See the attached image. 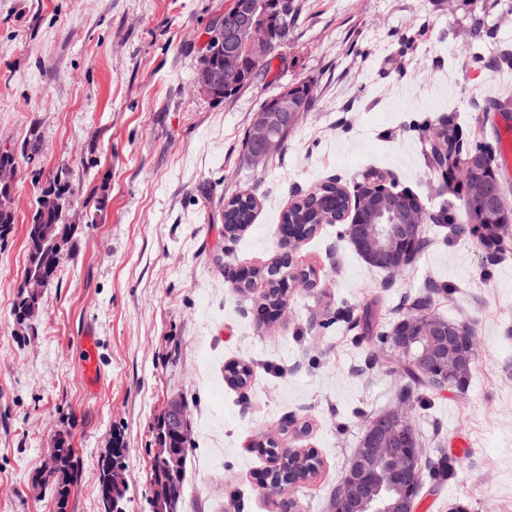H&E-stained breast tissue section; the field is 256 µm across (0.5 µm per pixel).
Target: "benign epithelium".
Returning a JSON list of instances; mask_svg holds the SVG:
<instances>
[{
  "mask_svg": "<svg viewBox=\"0 0 512 512\" xmlns=\"http://www.w3.org/2000/svg\"><path fill=\"white\" fill-rule=\"evenodd\" d=\"M287 0H231L224 15L218 16L207 29L200 51L207 58L220 49L224 60L241 65L244 78L253 77L268 56L283 42L287 26L279 17L288 14ZM220 66L208 63L198 71L195 87L209 94L222 84ZM300 87L291 86L275 100V111L262 112L251 128L254 145L252 157L263 165L276 154L281 143L271 135L275 124H287L302 111ZM436 167L443 175L468 185L466 214L476 224H484L488 235L501 239L512 227V211L503 203L499 176L477 153L469 162L448 168V153L438 156ZM354 207L338 215L340 221L356 225V242L365 260L392 273L403 271L415 258L419 243V225L436 223L441 218L429 213L413 194L387 193L383 183L367 181L353 194ZM419 342L413 363L416 369L436 387H444L467 372L476 357V338L464 325H453L431 313L402 319L390 347L406 350ZM154 455L178 467V441L188 429L185 405L172 400L159 416ZM125 448L112 449L110 480L112 486L124 488V469L119 458ZM423 450L405 409L398 407L379 414L368 424L359 448L349 460L330 503V512H415V501L421 491ZM110 486V487H112ZM110 487L101 488V496H110Z\"/></svg>",
  "mask_w": 512,
  "mask_h": 512,
  "instance_id": "benign-epithelium-1",
  "label": "benign epithelium"
}]
</instances>
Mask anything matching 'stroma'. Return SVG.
Returning a JSON list of instances; mask_svg holds the SVG:
<instances>
[{"label":"stroma","mask_w":512,"mask_h":512,"mask_svg":"<svg viewBox=\"0 0 512 512\" xmlns=\"http://www.w3.org/2000/svg\"><path fill=\"white\" fill-rule=\"evenodd\" d=\"M512 0H293L296 28L253 82L215 101L194 87L211 20L228 0H0V147L38 134L39 159L17 161L15 222L0 239V512H57L51 487L31 488L60 438L80 470L67 512H106L101 461L120 441L126 512H152L151 462L168 402L187 407L191 451L176 512H279L259 488L268 461L257 441L287 420L283 448L315 449L319 473L294 493L297 512H328L367 417L396 407L402 372L381 331L408 294L430 292L435 313L469 325L476 366L465 387L426 392L411 418L426 462L454 454L446 480L424 474L429 512H512V230L499 247L422 225L426 251L402 274L367 264L340 225L296 246L316 288L288 295V314L263 322L256 293L225 267L281 254L279 217L297 193L336 177L355 189L382 155L387 179L430 212L459 200L420 155L424 124L468 110L469 139L494 142L512 117L483 109L497 68L474 44L512 53ZM305 84L279 157L258 167L243 143L268 98ZM69 169L73 228L38 321L14 310L28 267L24 229L38 194L34 169ZM255 192L260 208L224 240V198ZM377 303L382 329L365 335L337 316ZM95 336L97 390L81 342ZM250 362L242 390L224 366ZM465 441L453 453L456 441Z\"/></svg>","instance_id":"obj_1"}]
</instances>
